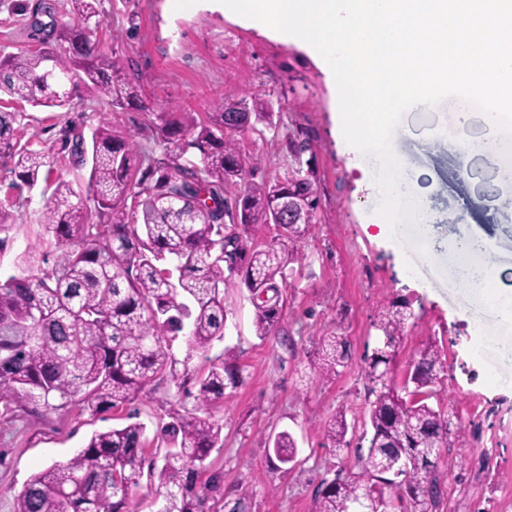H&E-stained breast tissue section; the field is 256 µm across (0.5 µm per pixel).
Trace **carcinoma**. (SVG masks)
Instances as JSON below:
<instances>
[{
  "label": "carcinoma",
  "instance_id": "cac0c4a2",
  "mask_svg": "<svg viewBox=\"0 0 512 512\" xmlns=\"http://www.w3.org/2000/svg\"><path fill=\"white\" fill-rule=\"evenodd\" d=\"M71 16L51 19L56 44L43 51L0 53V93L34 107L70 106L68 85L82 81L111 100L112 108L134 106L124 60L107 57L91 37L102 22L100 0H70ZM17 113L0 112V157L11 162L12 187L33 189L39 174L52 169L44 156L21 143ZM271 102L231 87L204 122L194 112L155 113V126L172 154L149 162L136 177L132 148L102 125L91 141L78 134L71 159L90 166L88 189L60 181L46 200L40 223L54 239V260L22 256L19 272L0 279V402L38 410L78 406L93 414L134 401L158 380L176 381V362L166 337L183 335L208 362L196 379L195 408L173 412L160 428L167 451L145 461V426L139 422L99 431L73 457L34 474L16 498L14 512H129L128 496L147 479L165 489L167 512H211L220 479L197 482L216 448L224 447L223 426L211 406L235 384L234 350L210 357L224 338V246L234 248L256 305V335L263 338L279 322L282 284L297 260L296 243L308 235L318 208L315 171L295 167L273 180L251 179L254 158L238 136L258 122L271 123ZM299 215L287 225L280 248L252 246L249 231L276 224V202ZM15 224L7 201L0 202V250ZM409 297L382 305L374 321L377 344L364 358L368 379L364 427L367 453L361 469L341 468L324 479L315 512H349L359 500L375 502L379 512H431L442 491L435 474L434 447L465 431L428 404L432 388L445 374L437 344L429 343L402 384L393 371L397 340L412 316ZM349 354L342 325L323 336L311 363L318 380H331L347 367ZM346 414L339 410L325 424L337 449L349 446ZM278 462L296 459L288 432L274 437ZM402 491L385 497L383 486Z\"/></svg>",
  "mask_w": 512,
  "mask_h": 512
}]
</instances>
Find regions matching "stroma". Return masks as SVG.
Returning a JSON list of instances; mask_svg holds the SVG:
<instances>
[{
    "label": "stroma",
    "instance_id": "1",
    "mask_svg": "<svg viewBox=\"0 0 512 512\" xmlns=\"http://www.w3.org/2000/svg\"><path fill=\"white\" fill-rule=\"evenodd\" d=\"M69 8L68 0H0V49L50 47L55 34L46 26L48 15ZM102 19L96 47L123 56L140 107L112 109L80 82L66 109L0 97V110L17 115V136L42 152L54 173L86 184L87 168L59 162L66 134L76 130L88 137L104 123L128 140L139 158H161L170 147L154 130L153 110L203 116L233 86L274 104L273 125H257L241 138L256 159L257 178L287 172L293 164L286 148L291 141L309 143L307 156L316 171L315 222L297 245L300 260L292 265L283 291L286 305L269 336L255 334L256 309L242 274L224 276L227 329L213 350L236 348L239 373L212 410L224 435L223 447L209 458L224 487L213 512H312L322 480L355 463V446L335 449L323 426L342 410L349 424L363 430V359L375 343L373 321L380 305L399 295L412 298L413 315L398 343L396 377L404 378L425 344L437 340L446 354L445 374L431 403L466 424L453 446L440 450L439 512H512V322L487 306L481 292L448 278L462 260L457 241L475 235L496 255L490 291L512 290V211L497 204L499 197L512 195V184L484 193L496 159L481 156L462 165L454 149L455 100L404 114L393 137V150L424 202L406 249L379 237V200L356 151L339 138L338 97L305 50L226 19L218 0H103ZM11 181L8 162L0 159V200L14 198L16 219L0 250L1 278L16 274L25 252L54 253L39 221L54 182L19 192ZM339 323L350 344L349 365L335 379L315 380L310 357ZM170 351L184 384L164 378L109 412L0 409V512H14L15 499L33 474L70 459L95 432L134 419L146 427L147 457L164 454L166 446L157 438L161 426L171 410L193 409L195 379L208 368L185 337L171 341ZM282 431L294 437L297 457L277 469L269 456Z\"/></svg>",
    "mask_w": 512,
    "mask_h": 512
}]
</instances>
